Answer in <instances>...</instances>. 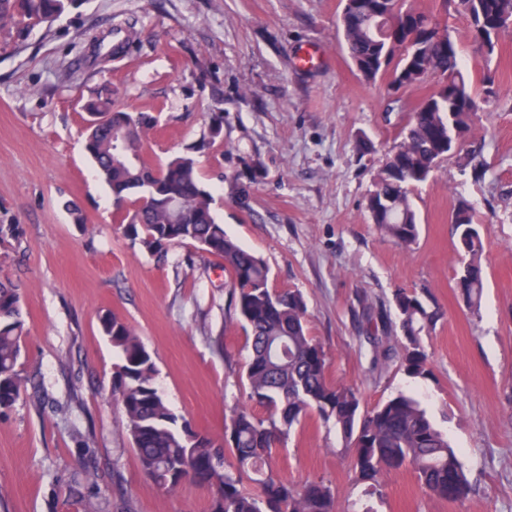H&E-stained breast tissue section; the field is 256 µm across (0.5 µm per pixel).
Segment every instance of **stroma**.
Here are the masks:
<instances>
[{
    "label": "stroma",
    "instance_id": "35a3bbf8",
    "mask_svg": "<svg viewBox=\"0 0 512 512\" xmlns=\"http://www.w3.org/2000/svg\"><path fill=\"white\" fill-rule=\"evenodd\" d=\"M408 2L447 23L467 75L478 81L492 68L501 91L475 116L462 152L413 190L420 233L408 247L374 228L366 200L426 90L399 91L394 103L386 81L363 80L338 46L342 0H77L25 40L0 29V224L18 227L0 242V280L21 288L22 370L48 399L0 413V512H85L90 500L101 512H208L207 487L165 491L143 474L112 398L120 359L101 315L135 329L167 402L194 429L222 441L226 416L248 404L246 335L229 321L220 261L192 244L156 261L112 221L111 193L83 136L84 105L104 89L153 118L147 148L160 165L223 113L199 176L227 235L263 259L271 288L302 294L333 382L358 388L368 407L413 392L459 450L470 482L463 499L435 497L406 466L382 474L376 512H512V31L488 63L443 0ZM130 26L136 37L121 53L91 59L95 40L113 45ZM361 141L368 151H358ZM471 151L485 170L478 180L461 171ZM460 199L484 242L476 316L456 288L451 214ZM398 288L427 289L444 313L425 340V379L395 362L369 371L367 334L399 331ZM366 304L382 322L362 319ZM219 333L221 356L208 340ZM337 445L312 417L271 464L294 484L325 481L345 512L361 489Z\"/></svg>",
    "mask_w": 512,
    "mask_h": 512
}]
</instances>
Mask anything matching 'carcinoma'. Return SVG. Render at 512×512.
<instances>
[{
  "instance_id": "1",
  "label": "carcinoma",
  "mask_w": 512,
  "mask_h": 512,
  "mask_svg": "<svg viewBox=\"0 0 512 512\" xmlns=\"http://www.w3.org/2000/svg\"><path fill=\"white\" fill-rule=\"evenodd\" d=\"M446 9L470 23L485 60L494 56L500 36L512 29V0H444ZM75 0H0V28L19 36L63 14ZM391 34L379 41L367 29L364 10L346 11L337 35L353 65L372 79H387L390 90L429 91L407 113L398 145L386 156L367 199L375 228L394 242L410 246L419 224L410 200L437 160L459 151L454 137L471 134L474 107L500 97L492 77L481 91L473 88L460 64L459 47L436 17L404 0H384ZM85 150L118 203L115 223L123 234L162 259L170 247L190 243L217 257L229 275L236 319L247 334L245 370L248 399L265 408L257 415L247 408L234 412L217 444L177 414L156 385L152 352L134 330L116 317L101 318V331L117 349L121 364L112 393L126 423V432L143 473L163 490L186 481L211 490L209 512H336L330 485L308 481L301 487L283 480L270 466L273 448L293 427L314 413L336 429L341 453L350 457L355 481L377 490L386 469L411 466L419 481L436 497H465L468 480L457 451L438 430L413 395L399 392L372 408L358 389L327 378L325 351L307 330V306L300 293L269 286L264 262L224 232L212 210V195L200 183L197 153L214 141L224 116L214 112L201 142L192 144L164 165L150 159L146 143L151 117L116 104L112 95L87 105ZM124 133L127 157L112 152L114 132ZM454 246L466 272L460 295L466 308L480 313L485 288L484 243L471 209L457 204L452 212ZM400 315V334L367 337L371 369L396 359L407 376L430 374L424 337L442 318L415 290L393 295ZM26 334L18 286L0 281V410L13 407L26 393L21 374ZM236 466L227 468L225 456Z\"/></svg>"
}]
</instances>
